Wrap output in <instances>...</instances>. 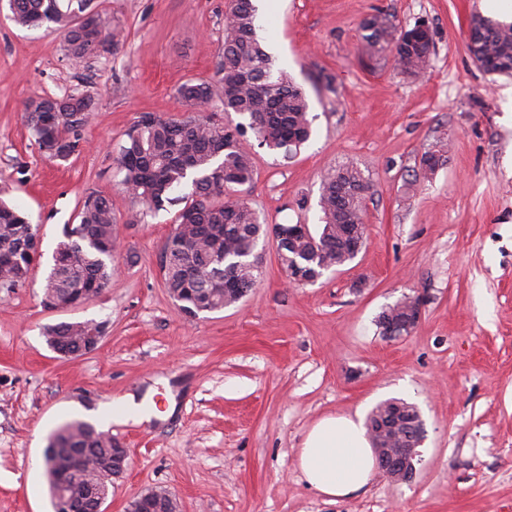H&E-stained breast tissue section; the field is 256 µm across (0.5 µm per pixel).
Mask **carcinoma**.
Instances as JSON below:
<instances>
[{"label":"carcinoma","mask_w":512,"mask_h":512,"mask_svg":"<svg viewBox=\"0 0 512 512\" xmlns=\"http://www.w3.org/2000/svg\"><path fill=\"white\" fill-rule=\"evenodd\" d=\"M11 20L21 28L45 24L63 35L64 50L73 64L115 50L124 40L122 26L102 16L94 0H9ZM485 16L471 17L469 49L492 63L488 72L512 75V22L489 27ZM257 9L253 0H230L224 13V46L212 81H189L177 90L186 113L177 119L144 115L113 154L120 185L131 199L130 223L183 204L175 220V234L164 250L169 262L161 266L165 287L179 310L195 316L202 310L220 311L238 302L233 287L251 289L256 269L243 260L253 255L267 227L258 213L239 196L253 181L252 154L245 135L252 131L258 145L288 155L311 136L312 120L305 91L288 75L274 69L271 56L256 37ZM363 39L374 53L390 51L403 73L425 72L433 36L403 29L379 12L362 23ZM95 109L89 93L63 97L36 96L26 103L22 119L39 148L50 158L65 160L78 148L71 137L88 123ZM248 118L232 123L230 113ZM181 197L172 192L185 185ZM369 185L360 169L344 165L328 173L319 198L321 231L297 239L284 252L323 274L321 263L334 267L352 262L351 240L344 225L364 224L363 199ZM112 201L96 191L86 193L78 223L66 227V241L58 245L59 265L52 268L43 298L72 304L100 295L113 274L115 240ZM37 229L25 213L0 201V289L12 292L31 273L29 253ZM86 335L80 322H62L49 329L47 341L64 336L77 347ZM400 406L416 417L409 403L388 399L369 414L366 425ZM45 454L48 477L63 472L77 494L88 487L107 494L112 477L98 467L110 454L112 436L90 422L71 420L54 433ZM88 454L89 468L70 470L67 456Z\"/></svg>","instance_id":"obj_1"}]
</instances>
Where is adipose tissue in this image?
I'll return each mask as SVG.
<instances>
[{
    "mask_svg": "<svg viewBox=\"0 0 512 512\" xmlns=\"http://www.w3.org/2000/svg\"><path fill=\"white\" fill-rule=\"evenodd\" d=\"M298 467L306 482L328 497H347L369 484L376 456L362 423L326 417L308 432Z\"/></svg>",
    "mask_w": 512,
    "mask_h": 512,
    "instance_id": "obj_1",
    "label": "adipose tissue"
}]
</instances>
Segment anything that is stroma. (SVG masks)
<instances>
[{"label":"stroma","instance_id":"35a3bbf8","mask_svg":"<svg viewBox=\"0 0 512 512\" xmlns=\"http://www.w3.org/2000/svg\"><path fill=\"white\" fill-rule=\"evenodd\" d=\"M119 20L116 51L75 67L62 36L20 28L0 8V199L37 225L26 284L0 291V512H52L42 467L49 435L82 419L129 452L105 508L126 512L148 489L180 512H512V76L467 50L483 0H270L261 37L309 101L297 154L254 148L244 197L271 224L319 232L324 175L365 176L366 237L357 257L316 282L289 284L273 239L257 284L224 310L184 316L159 266L176 207L138 224L112 150L144 113L181 117L177 90L211 80L229 0H95ZM427 20L425 73L367 52L362 21ZM91 92L96 110L67 160L43 154L22 121L29 98ZM441 155L426 174L425 153ZM109 197L122 244L103 294L69 310L41 305L65 225L85 192ZM423 298L414 331L382 334L379 314ZM102 324L95 352L59 358L45 330ZM157 401L136 424L112 414L125 394ZM420 411L425 439L412 481L375 473L346 498L319 494L297 458L328 416L366 420L388 399Z\"/></svg>","mask_w":512,"mask_h":512}]
</instances>
